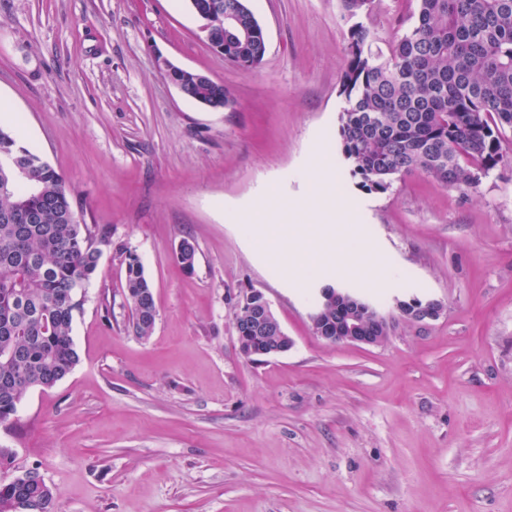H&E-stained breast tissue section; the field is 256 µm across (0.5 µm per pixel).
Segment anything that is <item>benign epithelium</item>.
Instances as JSON below:
<instances>
[{"label":"benign epithelium","instance_id":"benign-epithelium-1","mask_svg":"<svg viewBox=\"0 0 512 512\" xmlns=\"http://www.w3.org/2000/svg\"><path fill=\"white\" fill-rule=\"evenodd\" d=\"M318 300L336 302V327H331L319 312L311 315L313 333L325 340L369 347L387 342L394 326V317L375 308L354 292L327 284L318 289ZM235 310L244 311L249 336H236L239 349L246 357L271 356L288 350L291 340L278 325V318L264 294L251 290L238 296ZM396 310L406 321L427 323L444 314V305L434 299L411 298L396 301Z\"/></svg>","mask_w":512,"mask_h":512}]
</instances>
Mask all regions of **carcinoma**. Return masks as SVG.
Masks as SVG:
<instances>
[{
	"mask_svg": "<svg viewBox=\"0 0 512 512\" xmlns=\"http://www.w3.org/2000/svg\"><path fill=\"white\" fill-rule=\"evenodd\" d=\"M237 20L244 39L209 27L224 43V59L257 68L267 46L243 0ZM352 22L340 76L345 106L339 113L341 153L359 185L385 192L401 177L423 172L446 187L471 188L504 160L500 131L512 129V0H417V16L387 50L373 47L359 18L373 0H340ZM183 95L205 106H230V92L204 74L172 68ZM21 154L26 172L0 165V424L12 423L33 387L53 388L77 365L72 331L83 309L82 290L95 277L103 248L112 245L107 224H85L72 205L73 189L39 155L17 145L0 127V157ZM191 272L196 247L175 250ZM126 299L132 329L151 335L156 306L144 268L126 265ZM0 512H56L52 489L35 470L0 481Z\"/></svg>",
	"mask_w": 512,
	"mask_h": 512,
	"instance_id": "carcinoma-1",
	"label": "carcinoma"
}]
</instances>
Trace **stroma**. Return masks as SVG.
Returning <instances> with one entry per match:
<instances>
[{"label":"stroma","mask_w":512,"mask_h":512,"mask_svg":"<svg viewBox=\"0 0 512 512\" xmlns=\"http://www.w3.org/2000/svg\"><path fill=\"white\" fill-rule=\"evenodd\" d=\"M262 65L213 52L186 0H0V101L20 145L62 173L88 224L112 227L83 311L79 354L0 425L15 473L37 470L57 512H512V130L478 186L423 173L361 189L340 148L348 25L339 0H249ZM417 0H375L380 46ZM230 91L212 110L158 57ZM388 270L345 276L342 241L295 277L261 243L262 220L306 224L326 200ZM196 245L194 272L176 262ZM140 259L157 316L134 335L125 257ZM350 288L383 311L413 296L443 315L398 322L379 347L312 332L316 290ZM261 291L292 340L245 358L232 299Z\"/></svg>","instance_id":"35a3bbf8"}]
</instances>
